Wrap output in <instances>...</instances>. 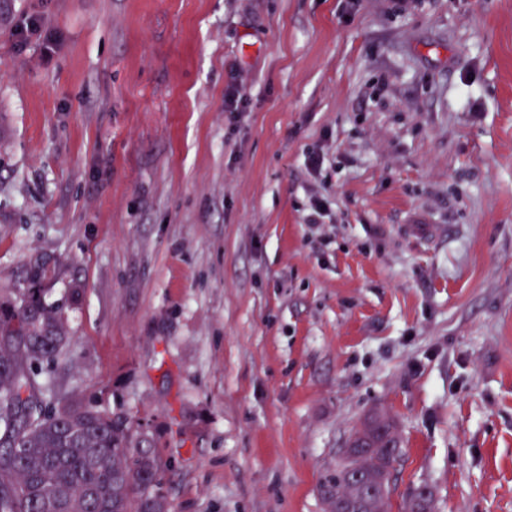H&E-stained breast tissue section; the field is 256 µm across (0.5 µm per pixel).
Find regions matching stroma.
<instances>
[{"instance_id": "35a3bbf8", "label": "stroma", "mask_w": 512, "mask_h": 512, "mask_svg": "<svg viewBox=\"0 0 512 512\" xmlns=\"http://www.w3.org/2000/svg\"><path fill=\"white\" fill-rule=\"evenodd\" d=\"M36 259L171 512H327L377 409L391 512H512V0H0V290Z\"/></svg>"}]
</instances>
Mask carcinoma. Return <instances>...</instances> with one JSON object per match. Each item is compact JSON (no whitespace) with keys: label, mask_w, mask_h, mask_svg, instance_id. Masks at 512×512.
<instances>
[{"label":"carcinoma","mask_w":512,"mask_h":512,"mask_svg":"<svg viewBox=\"0 0 512 512\" xmlns=\"http://www.w3.org/2000/svg\"><path fill=\"white\" fill-rule=\"evenodd\" d=\"M47 264L30 263L23 283L0 293V512H169L159 482L164 463L137 434L139 425L42 380L68 340L65 306L49 303ZM395 427L380 424L362 459L383 475L399 457ZM331 512L352 495L336 477L320 485Z\"/></svg>","instance_id":"cac0c4a2"}]
</instances>
